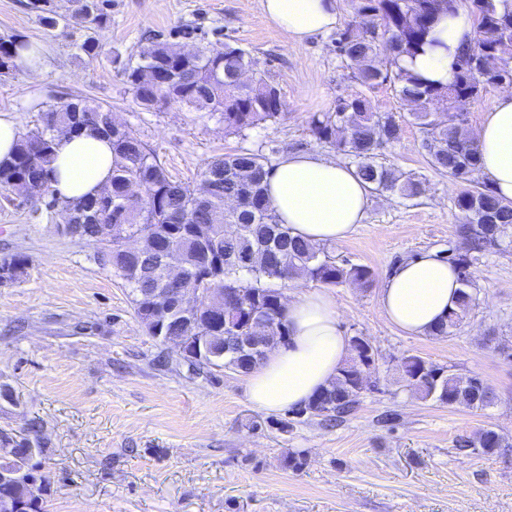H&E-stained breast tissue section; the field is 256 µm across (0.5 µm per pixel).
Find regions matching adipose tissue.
Segmentation results:
<instances>
[{
  "label": "adipose tissue",
  "mask_w": 512,
  "mask_h": 512,
  "mask_svg": "<svg viewBox=\"0 0 512 512\" xmlns=\"http://www.w3.org/2000/svg\"><path fill=\"white\" fill-rule=\"evenodd\" d=\"M262 9L294 45L328 32L338 21L336 0H262ZM442 45L399 64L439 85L455 76L459 48L473 36L465 11L442 17L434 29ZM478 173L503 202H512V94L496 97L474 136ZM51 188L60 203L99 193L112 178V147L98 136L61 137L51 163ZM280 223L317 244L348 238L366 217L370 186L353 167L318 153L297 152L276 162L265 185ZM457 268L435 253L404 260L384 275L379 304L387 320L409 336H424L458 306ZM286 345L269 350L246 375L251 405L285 413L307 404L333 382L350 356V339L339 327L336 300L310 291L289 301Z\"/></svg>",
  "instance_id": "adipose-tissue-1"
}]
</instances>
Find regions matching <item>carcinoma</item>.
<instances>
[{
	"label": "carcinoma",
	"instance_id": "cac0c4a2",
	"mask_svg": "<svg viewBox=\"0 0 512 512\" xmlns=\"http://www.w3.org/2000/svg\"><path fill=\"white\" fill-rule=\"evenodd\" d=\"M69 2L71 14L85 19L90 29L77 48L94 60L101 53L94 30L109 21V0ZM463 6L479 17V27L459 52L451 84L436 86L398 65L400 56H414L432 45L428 36L441 15H454ZM23 7L50 29L67 26V16L58 12L56 0H23ZM353 10L352 20L337 33L336 48L353 65L354 81L366 91L387 82L396 86L400 99L413 107L410 116L424 129L429 165L463 185L453 207L462 216L458 233L464 251L448 260L469 287L473 262L512 232V203L500 201L486 185H471L479 152L465 127L462 108L486 86L480 76L463 71L461 61L490 53L500 73L512 77V0H353ZM26 48L21 38L0 37V77L17 70L16 60ZM245 66L247 52L230 43L222 48L203 47L188 58L179 45L153 38L123 73L138 104L146 110L164 103L161 91L172 77H179L172 90L176 102L197 112L217 114L225 132L240 134L276 121L283 111L280 91L265 78L233 85V78ZM44 114L40 126L22 133L11 160L0 164V190L25 188L44 199L46 209L56 208L59 203L49 186L48 166L61 129L109 137L113 158L107 199H81L63 212L88 208L97 213V220L79 226L80 238L88 243H99L98 224L116 228L112 245L100 251V261L129 288L136 317L150 336H209L215 356L212 365L246 374L268 350L288 341L284 292L275 282L303 279L325 286L347 282L361 288L372 286L375 273L369 267L340 263L328 255L326 245L295 237L287 225L278 222L265 193L270 166L262 152L212 158L197 187L173 179L131 127L116 129L112 108L106 103L54 102ZM404 123L400 114L373 110L360 92L339 99L333 112L314 114L310 130L319 143L350 158L358 177L373 191L412 198L425 192L423 182L380 162L381 151L402 139ZM140 235L157 239L166 263L184 272L189 287L210 294L220 288L240 289L241 305L233 322L226 324L221 316L204 309L195 318H178L156 331L151 329L149 295L160 287L159 264L153 254L134 253L125 243ZM474 301L473 293L464 291L458 309L431 336L455 334ZM249 336L260 337L259 349L245 347ZM396 367L400 381L422 400L465 408L488 407L497 400L495 391L480 377L459 376L416 354L401 356ZM359 381L357 367L346 362L336 380L302 407L304 415L329 427L341 424L361 404L366 388ZM41 432V423L32 420L21 440L0 439V449H5L0 452V467L29 462L41 453ZM511 447L512 440L494 429L461 438L455 445L459 451L470 449L485 455Z\"/></svg>",
	"mask_w": 512,
	"mask_h": 512
}]
</instances>
